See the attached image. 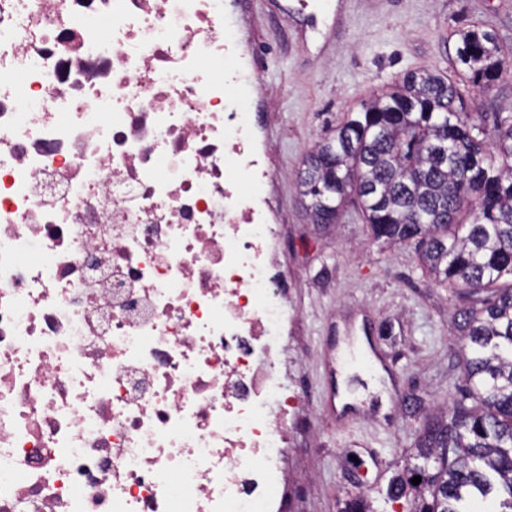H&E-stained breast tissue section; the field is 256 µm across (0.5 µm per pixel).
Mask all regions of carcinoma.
<instances>
[{"label":"carcinoma","mask_w":512,"mask_h":512,"mask_svg":"<svg viewBox=\"0 0 512 512\" xmlns=\"http://www.w3.org/2000/svg\"><path fill=\"white\" fill-rule=\"evenodd\" d=\"M455 36L453 66L478 91L512 71L495 33ZM297 185L313 223H338L355 200L375 238L416 241L421 266L466 298L455 323L464 390L424 420L388 498L412 495L410 512H471L492 497L495 512H512V116L489 127L453 81L411 71L315 143Z\"/></svg>","instance_id":"obj_1"}]
</instances>
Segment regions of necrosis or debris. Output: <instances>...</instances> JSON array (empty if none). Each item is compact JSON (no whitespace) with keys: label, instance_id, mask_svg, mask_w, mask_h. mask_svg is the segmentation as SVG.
Listing matches in <instances>:
<instances>
[{"label":"necrosis or debris","instance_id":"1","mask_svg":"<svg viewBox=\"0 0 512 512\" xmlns=\"http://www.w3.org/2000/svg\"><path fill=\"white\" fill-rule=\"evenodd\" d=\"M224 0H0V512H273L280 239Z\"/></svg>","mask_w":512,"mask_h":512}]
</instances>
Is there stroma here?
Masks as SVG:
<instances>
[{
  "mask_svg": "<svg viewBox=\"0 0 512 512\" xmlns=\"http://www.w3.org/2000/svg\"><path fill=\"white\" fill-rule=\"evenodd\" d=\"M317 30L301 29L281 0H227L224 19L268 97H253L270 148L267 193L282 229L287 271L288 381L299 394L281 512H343L359 498L374 512H409L386 496L417 431L463 384L452 334L462 301L420 266L414 245L374 239L354 206L340 223L314 224L296 175L311 145L344 113L409 71H449L455 30L480 24L512 53V0H300ZM365 340L382 374L351 366V401L338 403L340 348Z\"/></svg>",
  "mask_w": 512,
  "mask_h": 512,
  "instance_id": "obj_1",
  "label": "stroma"
}]
</instances>
